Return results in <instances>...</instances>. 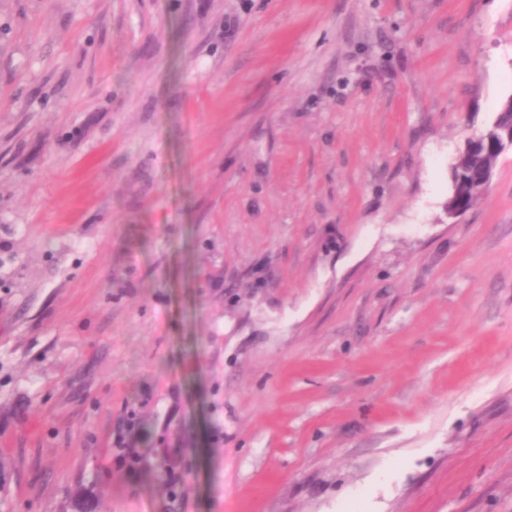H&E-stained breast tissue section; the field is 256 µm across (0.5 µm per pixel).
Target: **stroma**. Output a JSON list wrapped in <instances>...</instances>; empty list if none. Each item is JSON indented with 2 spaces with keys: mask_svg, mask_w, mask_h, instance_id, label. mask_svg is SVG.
<instances>
[{
  "mask_svg": "<svg viewBox=\"0 0 512 512\" xmlns=\"http://www.w3.org/2000/svg\"><path fill=\"white\" fill-rule=\"evenodd\" d=\"M512 0H0V512H512ZM504 104V103H503ZM503 104L493 122L471 138L463 152L458 156L453 167L452 195L448 199V206L456 207L463 212L467 211L473 203L487 193L482 181L483 172L493 169L497 158L503 153L500 142L496 136V122Z\"/></svg>",
  "mask_w": 512,
  "mask_h": 512,
  "instance_id": "35a3bbf8",
  "label": "stroma"
}]
</instances>
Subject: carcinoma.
<instances>
[{"mask_svg": "<svg viewBox=\"0 0 512 512\" xmlns=\"http://www.w3.org/2000/svg\"><path fill=\"white\" fill-rule=\"evenodd\" d=\"M494 121L477 136L470 139L458 156L453 167L452 195L448 205L467 211L473 203L487 193L483 186L482 175L487 169L494 168L497 158L502 154Z\"/></svg>", "mask_w": 512, "mask_h": 512, "instance_id": "cac0c4a2", "label": "carcinoma"}]
</instances>
